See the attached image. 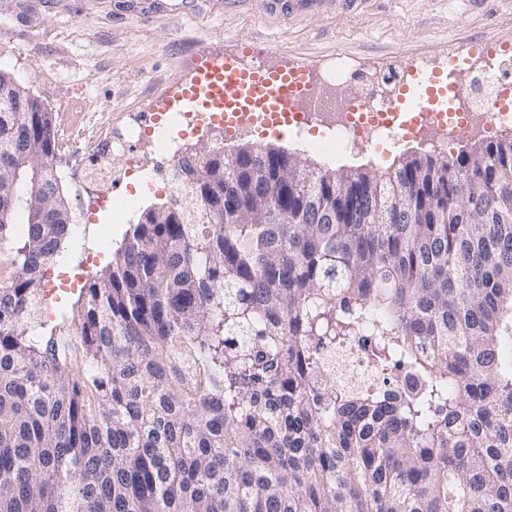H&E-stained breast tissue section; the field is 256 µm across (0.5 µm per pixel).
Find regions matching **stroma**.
Here are the masks:
<instances>
[{
	"instance_id": "stroma-1",
	"label": "stroma",
	"mask_w": 512,
	"mask_h": 512,
	"mask_svg": "<svg viewBox=\"0 0 512 512\" xmlns=\"http://www.w3.org/2000/svg\"><path fill=\"white\" fill-rule=\"evenodd\" d=\"M147 0H0V70L9 72L53 112L57 130L94 136L127 117L150 118L165 107L168 92L189 80L198 58L251 47L269 62L287 61L322 70L345 56L358 81L402 60L414 68L439 69L449 49L475 40L512 44V0H335L319 11L288 12L267 0H193L190 11L169 9L140 19ZM323 127L301 137L266 136L265 145L288 147L308 164L335 169L367 163L391 167L408 150L427 151L410 139L378 152L365 145L345 151L322 145ZM57 168L79 234L69 240L49 275L70 270L86 277L111 259L129 225L172 191L169 158L134 144L114 155L122 173L111 190L133 197L122 214L94 204V189L71 167L79 148L62 153ZM146 177L149 198H135L133 179Z\"/></svg>"
}]
</instances>
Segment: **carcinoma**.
<instances>
[{
	"label": "carcinoma",
	"instance_id": "1",
	"mask_svg": "<svg viewBox=\"0 0 512 512\" xmlns=\"http://www.w3.org/2000/svg\"><path fill=\"white\" fill-rule=\"evenodd\" d=\"M56 149L0 70V512H512V138L205 145L48 320ZM361 336L373 383L336 381Z\"/></svg>",
	"mask_w": 512,
	"mask_h": 512
}]
</instances>
